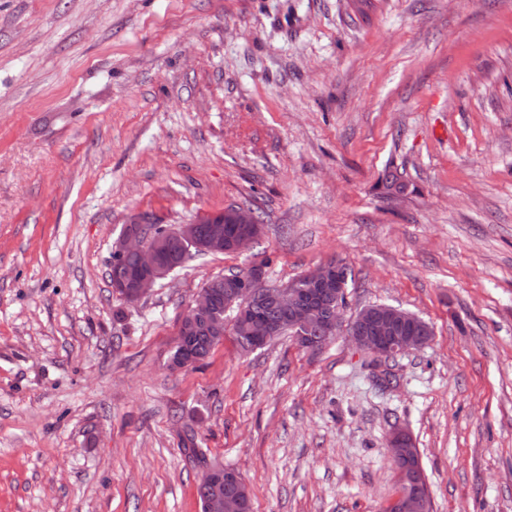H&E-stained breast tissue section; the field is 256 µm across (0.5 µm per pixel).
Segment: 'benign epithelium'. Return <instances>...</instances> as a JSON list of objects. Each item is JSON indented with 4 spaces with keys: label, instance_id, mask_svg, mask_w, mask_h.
<instances>
[{
    "label": "benign epithelium",
    "instance_id": "1",
    "mask_svg": "<svg viewBox=\"0 0 512 512\" xmlns=\"http://www.w3.org/2000/svg\"><path fill=\"white\" fill-rule=\"evenodd\" d=\"M238 224L229 243H224V228L213 225L204 234L199 228L200 219L177 226L165 225L158 234L150 231V225L134 218L125 226L113 251L112 288L129 303L140 301L152 291L156 284L168 278L179 263L170 260L169 254L177 244L187 251L199 254H220L226 250L241 252L261 233V225L254 223L253 215L239 209L235 213ZM135 254L140 269L135 274L121 271L120 260ZM338 269L330 263H322L301 276L304 287L292 281L284 287L266 284L265 271L253 265L239 276L241 287L224 289V303L230 307L237 303L244 306L263 302L276 309L275 319L266 318L259 323L252 348L263 346L276 335L288 332L300 335V340L315 351L319 345L340 329L344 306L341 302L345 286L335 281ZM219 293L203 288L190 304L181 320L184 333L195 330L201 323L211 333L224 337V321L215 316L214 304ZM415 315L399 308L377 304L361 310L351 322L349 337L375 364H381L404 352L421 350L431 342L429 336H410ZM411 436L403 429H395L390 435L392 459L400 460L404 449L410 447ZM208 512H242V500L234 487L239 476L232 471L215 466L207 471ZM425 496L417 493L399 496L395 500L398 512H425Z\"/></svg>",
    "mask_w": 512,
    "mask_h": 512
}]
</instances>
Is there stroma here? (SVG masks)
<instances>
[{
	"label": "stroma",
	"instance_id": "stroma-1",
	"mask_svg": "<svg viewBox=\"0 0 512 512\" xmlns=\"http://www.w3.org/2000/svg\"><path fill=\"white\" fill-rule=\"evenodd\" d=\"M231 205L244 251L113 292L131 218ZM332 259L344 322L430 344L384 379L344 334L171 368L208 278ZM395 426L432 512H512V0H0V512H201L209 465L253 512H385ZM370 306L363 308L351 322L349 337L371 357L374 365L430 344L433 329L424 319L417 318L419 336H408L416 315L385 304Z\"/></svg>",
	"mask_w": 512,
	"mask_h": 512
}]
</instances>
